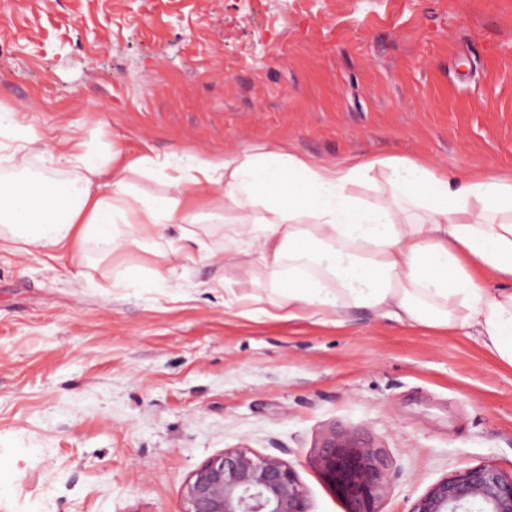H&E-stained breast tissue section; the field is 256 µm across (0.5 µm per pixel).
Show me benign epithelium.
I'll use <instances>...</instances> for the list:
<instances>
[{
  "label": "benign epithelium",
  "instance_id": "1",
  "mask_svg": "<svg viewBox=\"0 0 512 512\" xmlns=\"http://www.w3.org/2000/svg\"><path fill=\"white\" fill-rule=\"evenodd\" d=\"M348 512H380L386 460L351 434L329 433L315 458ZM181 512H308L297 473L281 458L237 449L196 470ZM409 512H512V476L492 465L465 467L434 483Z\"/></svg>",
  "mask_w": 512,
  "mask_h": 512
}]
</instances>
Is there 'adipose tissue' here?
Returning a JSON list of instances; mask_svg holds the SVG:
<instances>
[{
    "mask_svg": "<svg viewBox=\"0 0 512 512\" xmlns=\"http://www.w3.org/2000/svg\"><path fill=\"white\" fill-rule=\"evenodd\" d=\"M6 128L15 175L0 181V252L155 253L163 265L152 275L167 283L195 254L217 257L249 268L285 318L330 314L342 327L369 309L432 331L471 328L512 367V175L425 156L317 161L286 141L169 167L117 146L102 161L64 136L50 156L67 174L60 182L32 170L37 138L16 113L0 111ZM381 175L387 199L362 203L353 187ZM143 178L168 193L144 195ZM213 224L227 226L229 246L215 248Z\"/></svg>",
    "mask_w": 512,
    "mask_h": 512,
    "instance_id": "adipose-tissue-1",
    "label": "adipose tissue"
}]
</instances>
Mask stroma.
<instances>
[{"instance_id":"stroma-1","label":"stroma","mask_w":512,"mask_h":512,"mask_svg":"<svg viewBox=\"0 0 512 512\" xmlns=\"http://www.w3.org/2000/svg\"><path fill=\"white\" fill-rule=\"evenodd\" d=\"M0 108L104 159L285 139L511 174L512 0H0ZM161 264L0 252V512H181L236 448L347 512L313 463L333 431L386 459L381 512L463 467L512 474V367L475 331L241 317L201 284L249 275L199 257L174 288L112 285Z\"/></svg>"}]
</instances>
